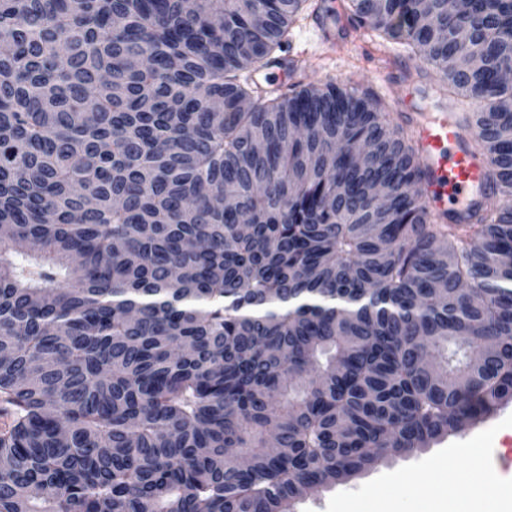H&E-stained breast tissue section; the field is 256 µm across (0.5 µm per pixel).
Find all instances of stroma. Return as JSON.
Returning <instances> with one entry per match:
<instances>
[{"label":"stroma","mask_w":512,"mask_h":512,"mask_svg":"<svg viewBox=\"0 0 512 512\" xmlns=\"http://www.w3.org/2000/svg\"><path fill=\"white\" fill-rule=\"evenodd\" d=\"M341 0H307L294 23L284 53L291 68L262 67L253 74L258 85L271 93L293 84L335 83L373 94L396 123L405 113L427 114L442 105L436 93L440 75L415 56L402 40L378 36L370 29H354L347 15H335ZM512 401L484 420L449 434L429 447L384 459L348 481L318 489L300 502L297 512H336L340 503L356 498L391 496L396 512H416L431 502L440 512L462 490L448 480L450 472L475 465L492 476L512 474Z\"/></svg>","instance_id":"stroma-1"}]
</instances>
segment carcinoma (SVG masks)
<instances>
[{
	"instance_id": "carcinoma-1",
	"label": "carcinoma",
	"mask_w": 512,
	"mask_h": 512,
	"mask_svg": "<svg viewBox=\"0 0 512 512\" xmlns=\"http://www.w3.org/2000/svg\"><path fill=\"white\" fill-rule=\"evenodd\" d=\"M307 0H0V512H294L512 398V0H345L479 103L436 224L411 136L267 97Z\"/></svg>"
}]
</instances>
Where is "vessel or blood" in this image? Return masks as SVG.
<instances>
[{
    "label": "vessel or blood",
    "instance_id": "1",
    "mask_svg": "<svg viewBox=\"0 0 512 512\" xmlns=\"http://www.w3.org/2000/svg\"><path fill=\"white\" fill-rule=\"evenodd\" d=\"M434 221H461L493 190L464 113L444 110L411 124Z\"/></svg>",
    "mask_w": 512,
    "mask_h": 512
}]
</instances>
